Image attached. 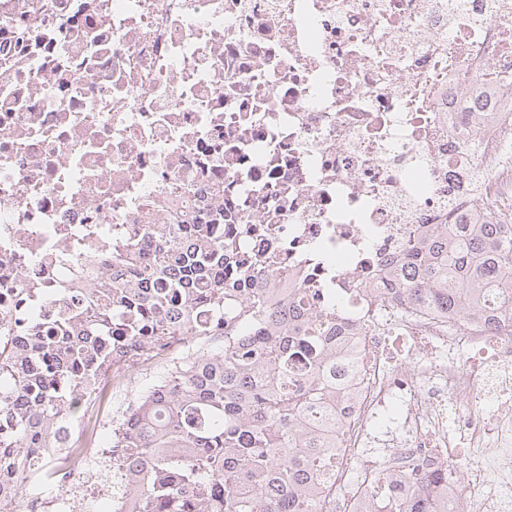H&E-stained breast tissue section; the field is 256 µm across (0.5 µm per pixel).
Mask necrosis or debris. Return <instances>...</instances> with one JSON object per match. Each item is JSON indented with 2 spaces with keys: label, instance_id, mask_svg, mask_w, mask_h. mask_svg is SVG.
I'll use <instances>...</instances> for the list:
<instances>
[{
  "label": "necrosis or debris",
  "instance_id": "necrosis-or-debris-1",
  "mask_svg": "<svg viewBox=\"0 0 512 512\" xmlns=\"http://www.w3.org/2000/svg\"><path fill=\"white\" fill-rule=\"evenodd\" d=\"M266 243L272 308L308 284L354 314L323 512H512V323L382 295L408 244L512 223V0H0V322L112 272L104 239L207 224ZM465 461L461 477L449 471ZM30 512H134L132 461L88 448ZM396 510L394 512H442L437 506L435 487L431 483L424 490L415 493L407 505Z\"/></svg>",
  "mask_w": 512,
  "mask_h": 512
}]
</instances>
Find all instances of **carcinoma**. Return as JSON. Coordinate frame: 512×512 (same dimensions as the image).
Here are the masks:
<instances>
[{"label": "carcinoma", "instance_id": "cac0c4a2", "mask_svg": "<svg viewBox=\"0 0 512 512\" xmlns=\"http://www.w3.org/2000/svg\"><path fill=\"white\" fill-rule=\"evenodd\" d=\"M148 238L161 248L142 283L134 272ZM112 260L117 274L70 295L24 339L0 334V474L25 483L28 454L65 447L103 380L194 343L110 430L107 447L147 475L132 476L137 512H317L332 462L328 440L302 422L330 415L336 323L300 292L268 310L254 281L269 264L237 253L222 224H153L116 243ZM404 263L392 297L512 320V224L462 219L410 246ZM268 320L274 330L248 335ZM216 339L219 353L206 348ZM397 512H439L434 485Z\"/></svg>", "mask_w": 512, "mask_h": 512}]
</instances>
